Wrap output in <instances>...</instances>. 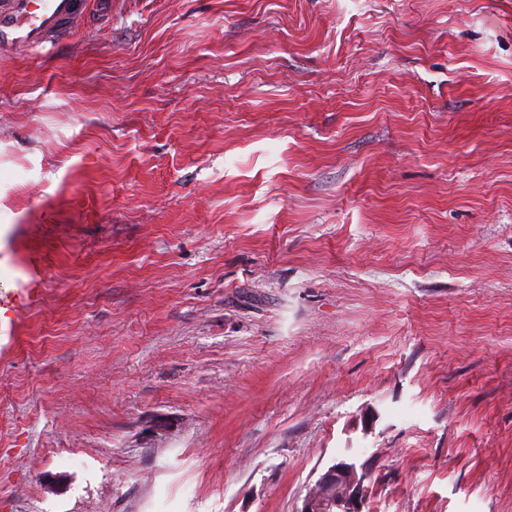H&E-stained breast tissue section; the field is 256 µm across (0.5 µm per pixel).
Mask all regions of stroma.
Here are the masks:
<instances>
[{
  "mask_svg": "<svg viewBox=\"0 0 512 512\" xmlns=\"http://www.w3.org/2000/svg\"><path fill=\"white\" fill-rule=\"evenodd\" d=\"M0 58V512H512V0H88ZM366 477L364 467L358 470L354 463L331 466L309 489L300 512H362Z\"/></svg>",
  "mask_w": 512,
  "mask_h": 512,
  "instance_id": "obj_1",
  "label": "stroma"
}]
</instances>
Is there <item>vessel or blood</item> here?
Returning <instances> with one entry per match:
<instances>
[{
    "instance_id": "1",
    "label": "vessel or blood",
    "mask_w": 512,
    "mask_h": 512,
    "mask_svg": "<svg viewBox=\"0 0 512 512\" xmlns=\"http://www.w3.org/2000/svg\"><path fill=\"white\" fill-rule=\"evenodd\" d=\"M86 13V0H0V57L62 43Z\"/></svg>"
}]
</instances>
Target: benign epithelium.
<instances>
[{
  "instance_id": "benign-epithelium-1",
  "label": "benign epithelium",
  "mask_w": 512,
  "mask_h": 512,
  "mask_svg": "<svg viewBox=\"0 0 512 512\" xmlns=\"http://www.w3.org/2000/svg\"><path fill=\"white\" fill-rule=\"evenodd\" d=\"M366 477L354 463L331 466L309 489L300 512H362Z\"/></svg>"
}]
</instances>
